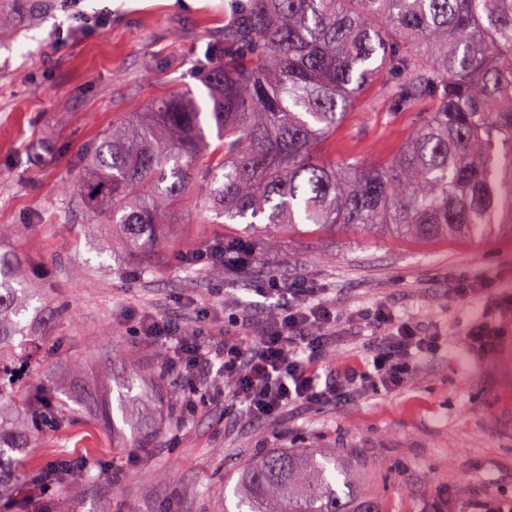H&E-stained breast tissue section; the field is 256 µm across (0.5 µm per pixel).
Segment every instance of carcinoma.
<instances>
[{
	"instance_id": "obj_1",
	"label": "carcinoma",
	"mask_w": 512,
	"mask_h": 512,
	"mask_svg": "<svg viewBox=\"0 0 512 512\" xmlns=\"http://www.w3.org/2000/svg\"><path fill=\"white\" fill-rule=\"evenodd\" d=\"M215 54L208 107L188 89L154 101L101 133L59 185L120 230L113 273L148 274L128 260L165 248L163 225L185 201L215 224L283 232L512 233V0H240ZM372 84L390 114L419 113L414 132L388 158H326ZM33 301L18 257L0 253V498L11 494L5 466L35 431L84 423L65 400L15 394L37 340ZM164 378L159 366L112 381L104 414L152 428L146 387ZM195 395L169 389L171 409ZM358 484V468L334 452L273 450L237 473L224 512H385Z\"/></svg>"
}]
</instances>
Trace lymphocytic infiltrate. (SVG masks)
<instances>
[{
    "label": "lymphocytic infiltrate",
    "mask_w": 512,
    "mask_h": 512,
    "mask_svg": "<svg viewBox=\"0 0 512 512\" xmlns=\"http://www.w3.org/2000/svg\"><path fill=\"white\" fill-rule=\"evenodd\" d=\"M260 295L271 298L259 335L231 337L226 329L238 322L224 316L225 331L201 339L183 323L161 317L140 319L136 331L163 345L167 370L180 379L215 370L224 380V399L255 417L266 418L290 404L339 402L356 390L385 396L398 391L412 375L419 358L440 353V334L401 318L384 304L348 315L304 280L270 277ZM492 309L472 318L461 336L469 358L496 352L506 332L500 313L512 309V297L498 296ZM370 329L368 368L327 370L323 360L348 330Z\"/></svg>",
    "instance_id": "1"
}]
</instances>
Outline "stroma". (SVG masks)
<instances>
[{"label": "stroma", "mask_w": 512, "mask_h": 512, "mask_svg": "<svg viewBox=\"0 0 512 512\" xmlns=\"http://www.w3.org/2000/svg\"><path fill=\"white\" fill-rule=\"evenodd\" d=\"M233 0H56L25 17L18 34L0 35V224L22 230L5 244L24 261L28 287L65 306L40 323L24 389L46 388L85 417L69 455L85 497L61 485L42 498L45 512H224L238 469L269 448H325L353 457L360 488L388 512H434L438 501L469 512L481 500H512V340L498 354L466 356L460 327L484 298L459 302L463 278L492 281L512 295V237L489 242L422 241L343 229L282 236L257 249L245 272L216 278L207 263L178 264L184 251L244 237L240 224H207L183 210L166 225L167 247L150 272L128 282L112 272L110 229L58 192L81 167L84 150L112 124L151 101L188 88L205 100L212 45L233 18ZM370 88L327 147L329 156L370 161L396 152L417 124L387 115ZM308 279L340 313L378 303L438 328L442 351L422 359L410 381L378 399L351 394L340 403L290 406L262 420L225 405L221 382L183 422L169 415L164 389H152L160 425L148 447L141 435H112L87 403L127 369L160 365L163 346L137 336L134 321L161 316L208 331V315L237 310L238 332L253 335L270 301L256 289L269 275ZM52 427L39 429L20 469L19 487L0 512H27L21 488L55 460Z\"/></svg>", "instance_id": "obj_1"}]
</instances>
